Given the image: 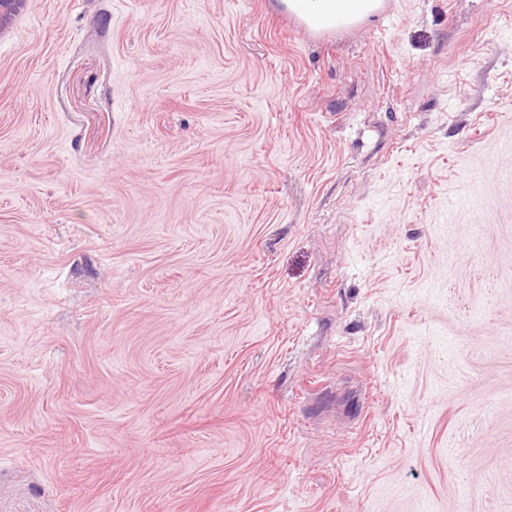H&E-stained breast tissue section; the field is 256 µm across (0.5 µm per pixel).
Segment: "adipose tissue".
<instances>
[{
  "mask_svg": "<svg viewBox=\"0 0 512 512\" xmlns=\"http://www.w3.org/2000/svg\"><path fill=\"white\" fill-rule=\"evenodd\" d=\"M288 11L310 30L332 32L375 14L382 0H282Z\"/></svg>",
  "mask_w": 512,
  "mask_h": 512,
  "instance_id": "1",
  "label": "adipose tissue"
}]
</instances>
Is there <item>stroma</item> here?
Listing matches in <instances>:
<instances>
[{"label":"stroma","mask_w":512,"mask_h":512,"mask_svg":"<svg viewBox=\"0 0 512 512\" xmlns=\"http://www.w3.org/2000/svg\"><path fill=\"white\" fill-rule=\"evenodd\" d=\"M0 512H512V0H9ZM310 30L332 32L375 14L382 0H280Z\"/></svg>","instance_id":"stroma-1"}]
</instances>
